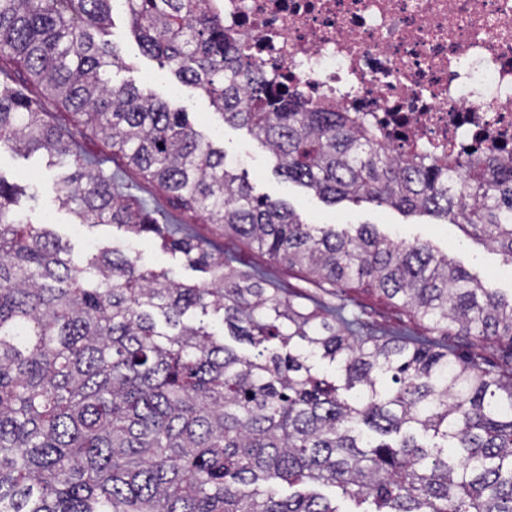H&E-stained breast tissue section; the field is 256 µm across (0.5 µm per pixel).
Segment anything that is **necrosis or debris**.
Here are the masks:
<instances>
[{
    "label": "necrosis or debris",
    "instance_id": "necrosis-or-debris-1",
    "mask_svg": "<svg viewBox=\"0 0 512 512\" xmlns=\"http://www.w3.org/2000/svg\"><path fill=\"white\" fill-rule=\"evenodd\" d=\"M269 80L392 146L512 156V0H209Z\"/></svg>",
    "mask_w": 512,
    "mask_h": 512
}]
</instances>
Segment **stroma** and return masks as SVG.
Instances as JSON below:
<instances>
[{
  "label": "stroma",
  "mask_w": 512,
  "mask_h": 512,
  "mask_svg": "<svg viewBox=\"0 0 512 512\" xmlns=\"http://www.w3.org/2000/svg\"><path fill=\"white\" fill-rule=\"evenodd\" d=\"M107 38L125 61L124 68L112 70L113 84H135L187 112L203 140L223 148L228 159L236 161L237 173L246 178L255 194L287 203L307 224H337L350 231L362 224H372L381 235L395 242L427 244L434 254L447 257L453 265L476 275L487 287L507 297L512 295V278L504 274L506 268L512 267V261L499 248L467 236L452 222L428 214H410L367 201L327 203L278 174L272 156L246 128L224 123L204 94L193 86L181 84L174 74L144 55L124 13L114 12ZM21 89L72 135L86 157L102 161L104 170L114 175L119 192L137 199L157 219L186 224L212 252L235 257L239 269L264 268L270 287L289 289L302 300L322 297L321 288L304 269L270 262L256 245L225 234L220 225L206 223L203 216L185 209L169 191L128 166L114 153L109 141L85 125L82 117L45 95L41 86L25 81ZM59 173V168L49 165L46 155L27 157L0 149V178L25 189L17 200L18 211L34 223L48 225L68 244L74 259L84 262L100 250L113 247L141 264L171 270L177 282L211 284L208 271L189 266L181 254L162 251L158 242L148 235L111 224L75 223L73 215L61 209L56 201L55 181ZM342 291L350 301V312L363 321L365 333L395 334L403 330L423 333L428 328L427 321L415 316L400 300L388 299L375 289L351 282Z\"/></svg>",
  "instance_id": "obj_1"
}]
</instances>
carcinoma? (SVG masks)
Returning <instances> with one entry per match:
<instances>
[{
	"instance_id": "cac0c4a2",
	"label": "carcinoma",
	"mask_w": 512,
	"mask_h": 512,
	"mask_svg": "<svg viewBox=\"0 0 512 512\" xmlns=\"http://www.w3.org/2000/svg\"><path fill=\"white\" fill-rule=\"evenodd\" d=\"M207 0H0V61L20 66L145 176L271 260L304 267L338 303L311 311L269 295L177 236L88 167L65 130L6 75L0 146L65 171L57 201L80 224L151 232L165 251L219 272L178 283L114 249L76 262L46 225L15 209L0 179V512H340L301 491L332 485L364 512H512V297L424 244L304 223L253 193L186 113L132 83L105 40L121 4L143 51L245 126L277 172L335 204L365 200L449 219L512 259V161L402 154L349 112L306 103L260 77ZM400 298L438 336H362L336 287ZM222 315L239 354L189 311ZM455 335L507 342L500 364L464 359ZM273 340L307 355L272 351ZM342 364L345 389L306 364ZM260 482L271 485L261 491ZM293 492L282 497L273 486Z\"/></svg>"
}]
</instances>
